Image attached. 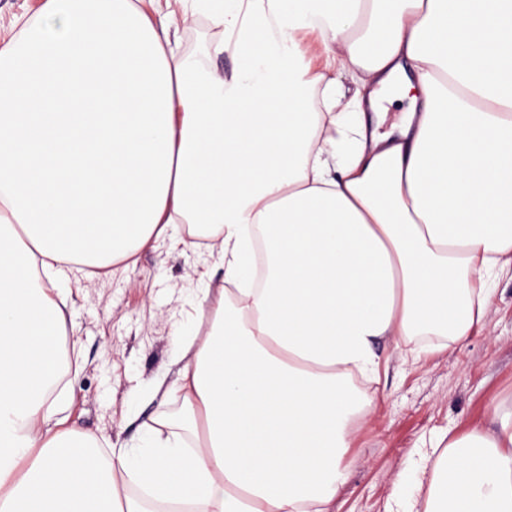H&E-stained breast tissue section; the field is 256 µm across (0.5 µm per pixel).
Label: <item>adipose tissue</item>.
Instances as JSON below:
<instances>
[{
  "label": "adipose tissue",
  "instance_id": "adipose-tissue-1",
  "mask_svg": "<svg viewBox=\"0 0 512 512\" xmlns=\"http://www.w3.org/2000/svg\"><path fill=\"white\" fill-rule=\"evenodd\" d=\"M155 2L46 0L0 43V512H330L377 341L456 343L512 270V0ZM199 16L230 72L179 55ZM178 224L224 269L144 392L178 422L110 451L54 429L43 277ZM416 490L407 512H512V404L442 434Z\"/></svg>",
  "mask_w": 512,
  "mask_h": 512
}]
</instances>
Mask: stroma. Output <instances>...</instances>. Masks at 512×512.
<instances>
[{
	"label": "stroma",
	"mask_w": 512,
	"mask_h": 512,
	"mask_svg": "<svg viewBox=\"0 0 512 512\" xmlns=\"http://www.w3.org/2000/svg\"><path fill=\"white\" fill-rule=\"evenodd\" d=\"M222 38L220 29L200 19L180 29V51L224 72L233 61L214 51ZM223 278L207 243L185 252L167 240L88 280L59 275L54 285L67 302L71 359L50 405L61 407L80 432L117 445L136 440L141 427L129 410L146 417L156 408L139 400V390L170 369L177 330L207 333L210 312L197 301L204 288L222 287ZM488 281L494 295L485 318L460 342L421 360L422 337L379 342L387 369L378 380H354L374 397L377 410L353 426L343 459L347 481L331 512H405L407 502L394 497V485L407 482L431 440L491 427L497 403L512 401V276L492 274Z\"/></svg>",
	"instance_id": "obj_1"
}]
</instances>
